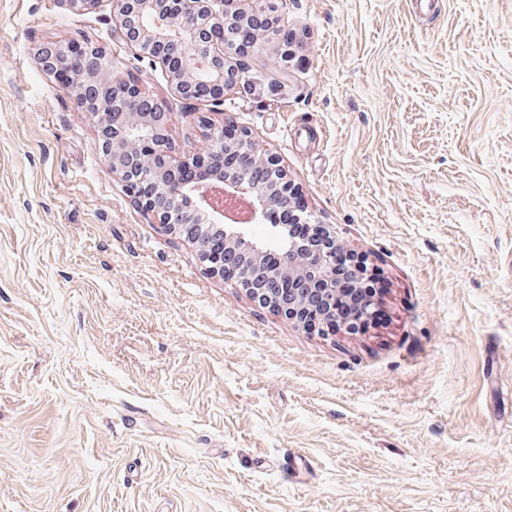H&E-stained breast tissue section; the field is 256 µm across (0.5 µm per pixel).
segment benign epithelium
I'll return each mask as SVG.
<instances>
[{
    "label": "benign epithelium",
    "mask_w": 512,
    "mask_h": 512,
    "mask_svg": "<svg viewBox=\"0 0 512 512\" xmlns=\"http://www.w3.org/2000/svg\"><path fill=\"white\" fill-rule=\"evenodd\" d=\"M150 0H112L116 19L114 33L139 57L159 63L164 67L171 61L195 60V71L175 79L176 92L187 99L206 98L215 105L224 103L225 93L237 86L238 80L223 73L224 44L233 43L238 33L236 17L224 12V0H177V17L147 16ZM60 50L58 45H46L36 52L39 65L63 84H69V73L52 67V59ZM95 95L100 107L98 143L112 139V153L106 155L112 173L123 178L127 195L137 206L159 224L169 235L197 240L196 224L203 216L212 222L223 219L233 211L241 195L254 197L250 222L256 224L274 207L286 208L294 213L296 224L315 222L310 212L296 201L297 188L287 179L278 158L259 151L249 135L238 131L226 136L227 125L199 117L208 128L209 147L206 156L218 157L232 151L243 159L260 163L278 177V197L271 199L252 188L249 175L241 170H224L222 187L197 186L198 193H185L188 182L181 179L187 163L172 156L168 138L170 116L164 106L151 101V114L134 116L119 127L107 129L105 121L120 108L114 94L122 86L127 94L141 93L139 85L112 75L106 54L99 51L95 58ZM244 224L226 226L224 249L231 251L245 243ZM264 250L256 243L243 249L238 277L232 285L241 288L259 307L272 309L280 314L293 313L308 307L309 297L281 305L274 299L275 276H286L322 294L336 291V268L331 254L309 242L284 237L282 267L271 270L261 262ZM200 260L209 273L224 276V258L207 251L200 253Z\"/></svg>",
    "instance_id": "1"
}]
</instances>
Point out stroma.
I'll return each instance as SVG.
<instances>
[{"label":"stroma","mask_w":512,"mask_h":512,"mask_svg":"<svg viewBox=\"0 0 512 512\" xmlns=\"http://www.w3.org/2000/svg\"><path fill=\"white\" fill-rule=\"evenodd\" d=\"M112 0H0V512H512V0H285L223 105L113 35ZM88 39L276 154L387 280L324 337L209 275L42 70ZM62 45H46L40 47L36 56L39 61V65L43 70L47 71V73L53 75L55 79L62 82L64 85H69V73L61 70L60 68H51L52 67V59L54 55L60 50Z\"/></svg>","instance_id":"35a3bbf8"}]
</instances>
